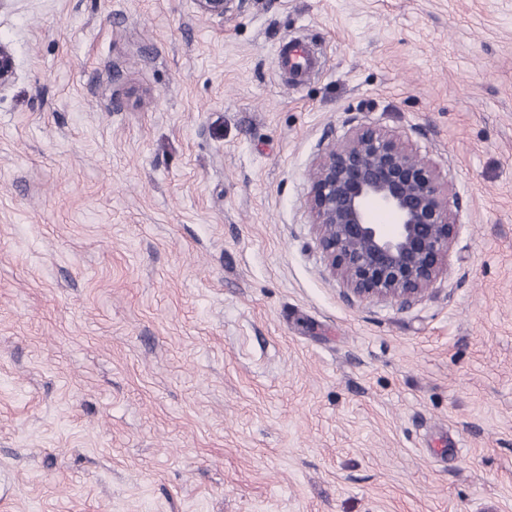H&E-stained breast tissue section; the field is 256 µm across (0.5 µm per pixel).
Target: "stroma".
<instances>
[{
    "mask_svg": "<svg viewBox=\"0 0 512 512\" xmlns=\"http://www.w3.org/2000/svg\"><path fill=\"white\" fill-rule=\"evenodd\" d=\"M0 43V512H512V0H12ZM364 125L462 200L408 307L308 209ZM242 1L243 0H195L201 14L222 20L238 11ZM316 66L315 58L304 44H293L289 50L287 49L279 55V67L297 78L311 74Z\"/></svg>",
    "mask_w": 512,
    "mask_h": 512,
    "instance_id": "stroma-1",
    "label": "stroma"
}]
</instances>
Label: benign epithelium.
Masks as SVG:
<instances>
[{"instance_id": "7a95c632", "label": "benign epithelium", "mask_w": 512, "mask_h": 512, "mask_svg": "<svg viewBox=\"0 0 512 512\" xmlns=\"http://www.w3.org/2000/svg\"><path fill=\"white\" fill-rule=\"evenodd\" d=\"M195 2L201 14L222 20L242 4ZM14 73L13 56L0 43V91ZM309 209L329 271L361 301H417L448 267L462 229L458 199L436 167L377 125L356 129L319 155ZM375 210L391 217L392 230L374 221Z\"/></svg>"}]
</instances>
